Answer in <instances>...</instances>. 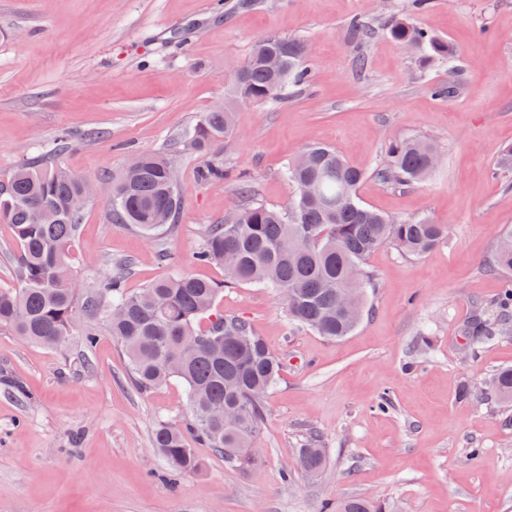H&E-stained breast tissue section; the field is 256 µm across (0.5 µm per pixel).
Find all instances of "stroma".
Returning <instances> with one entry per match:
<instances>
[{
    "instance_id": "stroma-1",
    "label": "stroma",
    "mask_w": 512,
    "mask_h": 512,
    "mask_svg": "<svg viewBox=\"0 0 512 512\" xmlns=\"http://www.w3.org/2000/svg\"><path fill=\"white\" fill-rule=\"evenodd\" d=\"M232 2L0 0V177L70 134L55 163L97 186L73 248L80 275L127 259L128 289L167 276L159 250H195L239 203L241 181L286 206L295 189L281 172L313 143L366 172L363 204L447 225L448 241L422 258L372 253L378 286L336 341L289 324L269 289H225L219 310L248 319L283 362L255 443L263 464L247 472L202 447L198 471L168 469L152 432L157 419H186L183 386L139 391L106 329L60 348L0 330V512H319L349 497L386 512H512V404L490 387L512 367V333L475 347L466 334L475 306L505 285L489 260L512 229V176L493 173L512 146V0H430L415 14L411 0ZM389 15L452 42L453 66H422L421 48L390 37ZM354 19L369 37L352 33ZM271 34L307 42L309 81L281 103L238 102L227 176L201 183L207 154L193 131ZM452 72L457 93L432 96ZM412 136L439 145L440 166L419 185L378 182L389 145ZM143 152L172 160L184 202L177 231L153 243L111 223L107 207L113 175ZM314 434L325 464L311 477L298 452Z\"/></svg>"
}]
</instances>
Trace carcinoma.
Masks as SVG:
<instances>
[{
  "mask_svg": "<svg viewBox=\"0 0 512 512\" xmlns=\"http://www.w3.org/2000/svg\"><path fill=\"white\" fill-rule=\"evenodd\" d=\"M392 38L426 52L425 63L451 61L456 50L448 41L405 20L391 22ZM280 57L276 71L268 68L269 54ZM309 46L295 37L267 36L258 40L246 61L232 76V97L265 104L284 99L288 88L309 77ZM233 127L230 105L205 113L193 143L210 153L199 167L204 183L224 178L219 156ZM67 138L42 148V155L26 158L0 179V223L11 226L19 246L14 288H0V329L22 340L59 348L73 335L80 318L107 328L122 347L132 383L149 391L171 378L185 388L189 420L182 425L157 421L153 447L176 473H191L199 461L186 435L243 471L256 468L253 451L265 417L260 397L277 382L281 362L243 317L217 311L224 285L256 284L278 293L288 322L311 329L328 339L349 335L359 324L373 277L365 269L367 257L392 244L420 257L442 245L448 225L428 220L406 222L364 206L357 195L366 172L348 163L334 148L313 145L303 153L311 163H289L283 178L296 187L285 208L251 200L222 224L204 229L201 244L186 258L161 250L159 259L170 273L138 292L125 286L129 262H116L104 277L81 282L72 260L73 243L85 207L77 205L84 179L48 162ZM439 146L425 139L393 143L374 176L384 183L420 184L434 171L430 162ZM129 167L139 171L130 183L127 172L112 178L108 214L112 223L131 225L155 241L176 229L182 199L172 181L173 166L162 155L144 153ZM512 233L504 235L491 268L512 274ZM186 263L215 264L224 269V283L193 277ZM512 280L504 297L473 316L467 328L471 344L512 325ZM207 319L204 328L201 319ZM494 390L512 402V369L494 377ZM322 449L310 443L299 452L301 469L321 471ZM336 512H382L381 505L364 497L336 503Z\"/></svg>",
  "mask_w": 512,
  "mask_h": 512,
  "instance_id": "obj_1",
  "label": "carcinoma"
}]
</instances>
